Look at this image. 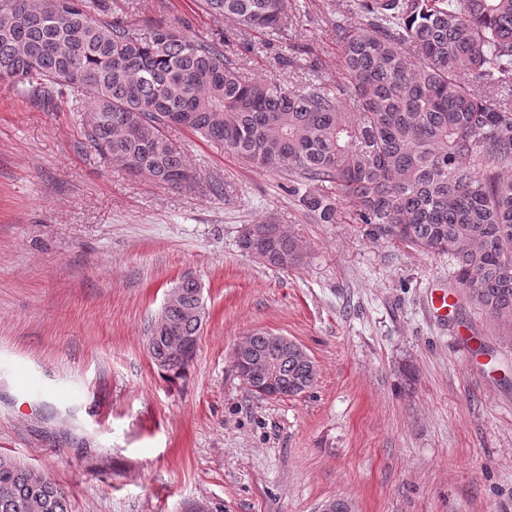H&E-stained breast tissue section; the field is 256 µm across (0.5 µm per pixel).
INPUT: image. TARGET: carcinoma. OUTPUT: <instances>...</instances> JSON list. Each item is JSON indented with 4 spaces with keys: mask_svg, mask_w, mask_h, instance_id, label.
Here are the masks:
<instances>
[{
    "mask_svg": "<svg viewBox=\"0 0 512 512\" xmlns=\"http://www.w3.org/2000/svg\"><path fill=\"white\" fill-rule=\"evenodd\" d=\"M205 3L251 30L276 34L288 23V0ZM357 6L361 22L336 23L344 81L294 89L244 79L219 43L183 22L107 21L106 0H0V82L47 102L87 88L86 139L163 188L197 175L173 127L294 181L327 182L336 200L304 198L322 222L336 223L343 201L377 233L448 256L465 299L512 328V0ZM262 240L266 266L302 263L277 224L247 225L238 245L246 252ZM199 294L196 280H182L163 327L149 328V357L169 381L192 365L172 337L199 341ZM268 346L252 333L239 359ZM280 357L283 394L309 390L316 371L293 342ZM0 512H70L69 500L40 470L0 456Z\"/></svg>",
    "mask_w": 512,
    "mask_h": 512,
    "instance_id": "cac0c4a2",
    "label": "carcinoma"
}]
</instances>
